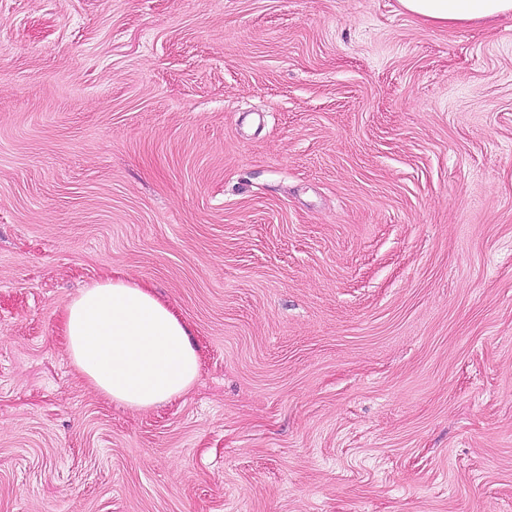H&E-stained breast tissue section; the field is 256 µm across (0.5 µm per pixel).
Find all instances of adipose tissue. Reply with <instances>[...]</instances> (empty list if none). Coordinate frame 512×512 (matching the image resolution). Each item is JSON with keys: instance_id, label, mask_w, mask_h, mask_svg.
<instances>
[{"instance_id": "obj_1", "label": "adipose tissue", "mask_w": 512, "mask_h": 512, "mask_svg": "<svg viewBox=\"0 0 512 512\" xmlns=\"http://www.w3.org/2000/svg\"><path fill=\"white\" fill-rule=\"evenodd\" d=\"M431 25L512 18V0H398ZM63 331L70 358L113 402L146 410L186 393L200 357L183 319L151 288L115 273L81 290L67 306Z\"/></svg>"}]
</instances>
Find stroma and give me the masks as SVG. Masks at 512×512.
Instances as JSON below:
<instances>
[{"instance_id":"stroma-1","label":"stroma","mask_w":512,"mask_h":512,"mask_svg":"<svg viewBox=\"0 0 512 512\" xmlns=\"http://www.w3.org/2000/svg\"><path fill=\"white\" fill-rule=\"evenodd\" d=\"M114 272L164 406L69 357ZM0 512H512V19L0 0ZM70 358L113 402L146 410L186 393L200 357L183 319L151 288L112 273L83 288L66 307Z\"/></svg>"}]
</instances>
